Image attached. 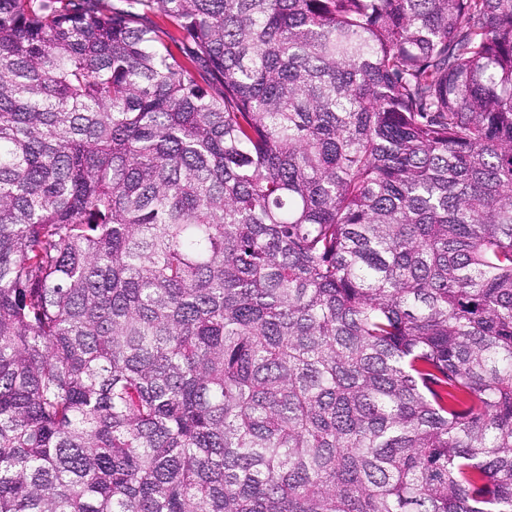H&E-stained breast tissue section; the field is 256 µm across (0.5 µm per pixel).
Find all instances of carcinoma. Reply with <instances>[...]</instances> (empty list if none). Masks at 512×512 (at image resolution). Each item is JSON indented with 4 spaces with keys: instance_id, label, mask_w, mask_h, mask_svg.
<instances>
[{
    "instance_id": "carcinoma-1",
    "label": "carcinoma",
    "mask_w": 512,
    "mask_h": 512,
    "mask_svg": "<svg viewBox=\"0 0 512 512\" xmlns=\"http://www.w3.org/2000/svg\"><path fill=\"white\" fill-rule=\"evenodd\" d=\"M124 2L0 0V512H512V0Z\"/></svg>"
}]
</instances>
